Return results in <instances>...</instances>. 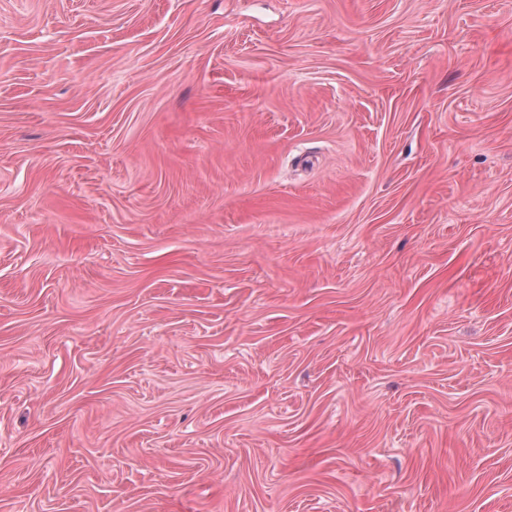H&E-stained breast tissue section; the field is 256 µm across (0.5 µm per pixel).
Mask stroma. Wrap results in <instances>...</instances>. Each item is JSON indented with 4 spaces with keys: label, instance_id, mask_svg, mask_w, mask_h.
Masks as SVG:
<instances>
[{
    "label": "stroma",
    "instance_id": "35a3bbf8",
    "mask_svg": "<svg viewBox=\"0 0 512 512\" xmlns=\"http://www.w3.org/2000/svg\"><path fill=\"white\" fill-rule=\"evenodd\" d=\"M0 512H512V0H0Z\"/></svg>",
    "mask_w": 512,
    "mask_h": 512
}]
</instances>
